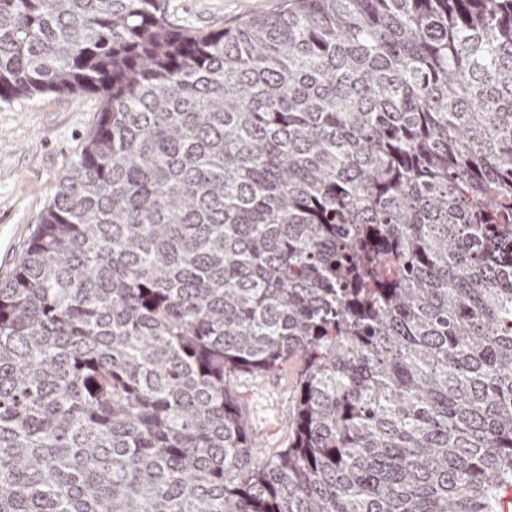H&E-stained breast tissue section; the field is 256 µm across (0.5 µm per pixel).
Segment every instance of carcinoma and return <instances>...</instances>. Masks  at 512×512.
I'll use <instances>...</instances> for the list:
<instances>
[{
	"label": "carcinoma",
	"mask_w": 512,
	"mask_h": 512,
	"mask_svg": "<svg viewBox=\"0 0 512 512\" xmlns=\"http://www.w3.org/2000/svg\"><path fill=\"white\" fill-rule=\"evenodd\" d=\"M75 91L0 282V512H512V0H0V103ZM294 357L257 465L224 380ZM285 0H166V10L177 26L195 32L230 28L247 17L279 12Z\"/></svg>",
	"instance_id": "carcinoma-1"
}]
</instances>
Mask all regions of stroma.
Segmentation results:
<instances>
[{"instance_id":"obj_1","label":"stroma","mask_w":512,"mask_h":512,"mask_svg":"<svg viewBox=\"0 0 512 512\" xmlns=\"http://www.w3.org/2000/svg\"><path fill=\"white\" fill-rule=\"evenodd\" d=\"M286 0H166L177 26L207 32L279 12ZM101 110L89 92L44 93L0 103V281L13 274L59 179L77 159ZM298 361L274 374L235 373L226 380L263 449L285 447Z\"/></svg>"}]
</instances>
